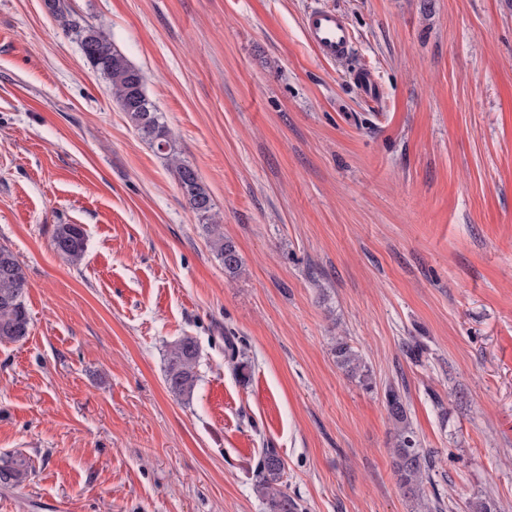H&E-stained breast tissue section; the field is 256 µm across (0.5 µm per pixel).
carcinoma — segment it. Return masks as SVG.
<instances>
[{
  "mask_svg": "<svg viewBox=\"0 0 512 512\" xmlns=\"http://www.w3.org/2000/svg\"><path fill=\"white\" fill-rule=\"evenodd\" d=\"M52 15L63 19L64 31L75 35L82 57L92 70L105 77L112 89L116 103L129 118L142 139L156 147L165 156L168 167L180 188L188 209L205 221L202 225L211 248L224 265V271L236 274L242 259L236 246L224 239L222 227L214 220L215 203L198 171L175 150L171 133L155 104L146 94V76L135 67L112 42L104 30L85 25L80 19L66 18L61 0H45ZM86 232L80 224L56 225L51 246L53 250L77 264L85 253ZM27 274L17 256L6 246L0 245V343L19 342L29 336L30 318L25 304ZM225 353L235 363L234 369L242 372L247 364L238 361L241 350L234 337H224ZM336 361L353 377L370 384V370L358 351L341 339L336 342ZM200 352L196 338L183 336L169 347L165 370V383L170 393L179 398L193 395L196 368ZM384 406L397 428V442L392 449L393 468L400 487L407 498L419 501L425 494V482L435 461L418 447L411 428L406 403L395 385L384 390ZM284 462L275 448L262 449L256 468V488L266 500L270 512H298V505L282 490ZM30 459L21 453L0 456V483L17 485L32 475Z\"/></svg>",
  "mask_w": 512,
  "mask_h": 512,
  "instance_id": "1",
  "label": "carcinoma"
}]
</instances>
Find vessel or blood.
I'll return each mask as SVG.
<instances>
[{"mask_svg":"<svg viewBox=\"0 0 512 512\" xmlns=\"http://www.w3.org/2000/svg\"><path fill=\"white\" fill-rule=\"evenodd\" d=\"M303 28L310 44L324 60L337 61L348 57L355 46V37L347 18L335 10L318 8L303 17Z\"/></svg>","mask_w":512,"mask_h":512,"instance_id":"obj_1","label":"vessel or blood"}]
</instances>
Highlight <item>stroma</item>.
I'll return each mask as SVG.
<instances>
[{"label": "stroma", "mask_w": 512, "mask_h": 512, "mask_svg": "<svg viewBox=\"0 0 512 512\" xmlns=\"http://www.w3.org/2000/svg\"><path fill=\"white\" fill-rule=\"evenodd\" d=\"M65 2L144 72L242 267L44 0H0V245L31 317L0 343V455L35 467L0 512H269L266 447L301 512H429L393 471L390 383L453 512H512V0ZM316 4L350 58L308 42ZM59 224L85 228L79 264ZM185 335L187 400L165 384ZM303 28L310 44L324 60L337 61L348 57L355 46V37L347 18L336 10L318 8L303 17ZM86 232L80 224H59L56 225L51 246L53 250L78 264L82 261L85 253ZM200 352L193 336H183L169 347L165 383L170 393L189 399L194 392ZM336 361L344 368L348 374L353 377H359L367 386L371 384L370 370L363 361L358 351L347 342L346 339H340L336 342L335 348Z\"/></svg>", "instance_id": "stroma-1"}]
</instances>
